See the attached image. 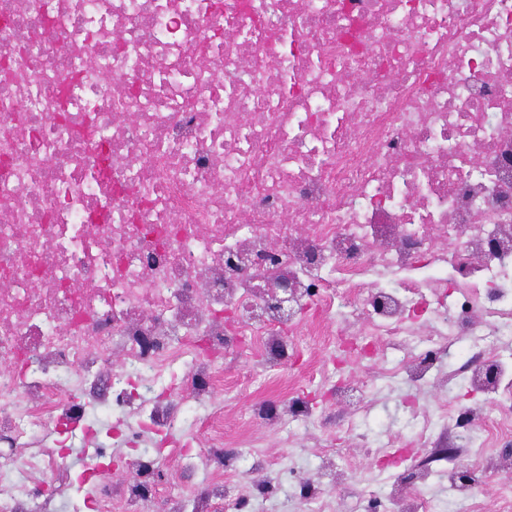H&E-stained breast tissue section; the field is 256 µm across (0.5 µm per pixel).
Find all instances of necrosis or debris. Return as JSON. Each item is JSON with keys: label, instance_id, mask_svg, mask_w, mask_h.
<instances>
[{"label": "necrosis or debris", "instance_id": "4bbe7bcc", "mask_svg": "<svg viewBox=\"0 0 512 512\" xmlns=\"http://www.w3.org/2000/svg\"><path fill=\"white\" fill-rule=\"evenodd\" d=\"M0 512H47L107 345L125 426L208 404L225 337L283 365L295 321L405 355L464 336L512 402V0H0ZM427 346H408L414 312Z\"/></svg>", "mask_w": 512, "mask_h": 512}]
</instances>
